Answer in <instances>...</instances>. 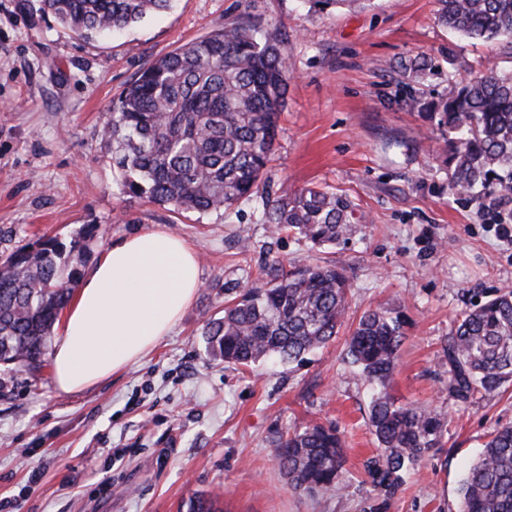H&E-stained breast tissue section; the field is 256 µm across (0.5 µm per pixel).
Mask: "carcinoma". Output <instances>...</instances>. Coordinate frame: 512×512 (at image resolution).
Returning <instances> with one entry per match:
<instances>
[{
    "label": "carcinoma",
    "instance_id": "1",
    "mask_svg": "<svg viewBox=\"0 0 512 512\" xmlns=\"http://www.w3.org/2000/svg\"><path fill=\"white\" fill-rule=\"evenodd\" d=\"M174 0H40L74 39L91 40L165 12ZM437 19L474 41H496L512 59V0H436ZM422 56L403 65L410 83L430 69ZM290 79L279 32L257 20L227 23L153 61L113 101L102 141L120 172L122 193L177 213H221L256 201L273 232L312 246L347 240L363 217L347 197L319 187L272 196L263 180ZM448 130L453 194L489 190L512 199V70L490 67L460 79L429 105ZM94 230L66 242L41 236L0 258V363L41 366L46 338L77 287ZM349 291L344 268L306 265L247 289L224 305L203 331L210 354L249 367L270 357L300 362L337 336ZM405 338V320L387 310L365 312L347 357L374 386L369 425L378 452L366 465L372 491L393 497L405 471L438 445L445 416L401 404L387 390ZM448 389L467 401L512 379V290H498L462 312L442 349ZM289 485L308 495L343 490V443L336 428L306 423L275 443ZM184 512H221L195 495ZM457 512H512V426L490 433L460 484Z\"/></svg>",
    "mask_w": 512,
    "mask_h": 512
}]
</instances>
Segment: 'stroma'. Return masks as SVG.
I'll use <instances>...</instances> for the list:
<instances>
[{"label":"stroma","mask_w":512,"mask_h":512,"mask_svg":"<svg viewBox=\"0 0 512 512\" xmlns=\"http://www.w3.org/2000/svg\"><path fill=\"white\" fill-rule=\"evenodd\" d=\"M39 0H0V255L43 235L95 229L89 261L118 240L162 230L199 252L202 286L168 336L141 361L82 392L35 372H0V512H179L203 493L222 512H371L365 482L377 442L369 384L346 340L362 314L407 315L391 394L446 415L437 448L407 472L380 512H456L467 466L487 436L512 425V383L462 403L448 393L442 346L464 310L512 290V243L499 238L493 198L448 193L447 132L425 102L449 74L492 63L493 42L440 26L435 0H174L172 9L106 39L78 41ZM278 27L291 79L263 179L272 192L321 186L347 195L366 222L348 242L318 250L273 234L255 203L178 214L122 193L100 141L113 100L157 58L227 22ZM436 64L407 100L400 62ZM284 269L333 262L349 277L338 335L303 362L245 368L212 359L202 332L224 291ZM336 427L344 489L311 498L279 469L274 442L296 423Z\"/></svg>","instance_id":"obj_1"}]
</instances>
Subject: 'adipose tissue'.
Segmentation results:
<instances>
[{"mask_svg": "<svg viewBox=\"0 0 512 512\" xmlns=\"http://www.w3.org/2000/svg\"><path fill=\"white\" fill-rule=\"evenodd\" d=\"M202 286L194 246L161 231L125 237L89 267L53 350L61 392L76 393L148 354Z\"/></svg>", "mask_w": 512, "mask_h": 512, "instance_id": "adipose-tissue-1", "label": "adipose tissue"}]
</instances>
